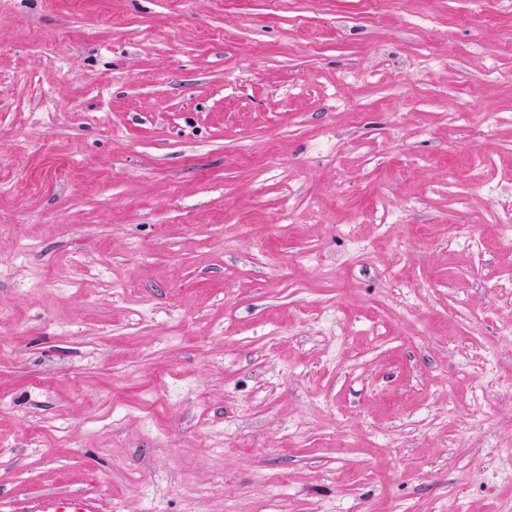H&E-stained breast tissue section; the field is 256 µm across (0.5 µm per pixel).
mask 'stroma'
Returning a JSON list of instances; mask_svg holds the SVG:
<instances>
[{"mask_svg":"<svg viewBox=\"0 0 512 512\" xmlns=\"http://www.w3.org/2000/svg\"><path fill=\"white\" fill-rule=\"evenodd\" d=\"M0 512H512V0H0ZM40 512H99L96 499L89 493H77L40 501Z\"/></svg>","mask_w":512,"mask_h":512,"instance_id":"obj_1","label":"stroma"}]
</instances>
